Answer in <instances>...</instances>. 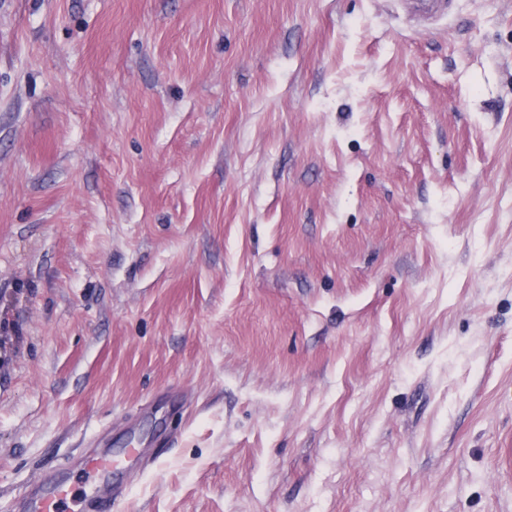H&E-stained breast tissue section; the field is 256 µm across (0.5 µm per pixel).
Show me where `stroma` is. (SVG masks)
Segmentation results:
<instances>
[{
	"label": "stroma",
	"mask_w": 512,
	"mask_h": 512,
	"mask_svg": "<svg viewBox=\"0 0 512 512\" xmlns=\"http://www.w3.org/2000/svg\"><path fill=\"white\" fill-rule=\"evenodd\" d=\"M0 512H512V0H0ZM117 470H120L119 464L109 453L94 455L86 463V483L92 491L93 505L97 512H112L116 495L113 476ZM85 500L65 484L51 486L34 500L30 512H84Z\"/></svg>",
	"instance_id": "obj_1"
}]
</instances>
